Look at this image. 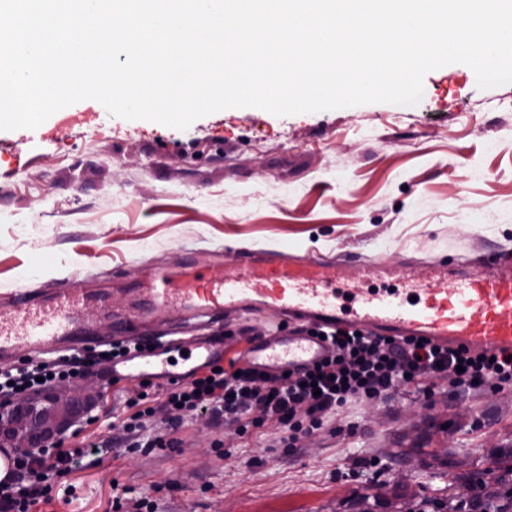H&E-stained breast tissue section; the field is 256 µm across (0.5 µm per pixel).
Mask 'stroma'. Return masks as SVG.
Listing matches in <instances>:
<instances>
[{
  "label": "stroma",
  "instance_id": "obj_1",
  "mask_svg": "<svg viewBox=\"0 0 512 512\" xmlns=\"http://www.w3.org/2000/svg\"><path fill=\"white\" fill-rule=\"evenodd\" d=\"M414 106L365 104L278 117L228 108L177 130L115 118L86 99L39 127L0 131V295L91 277L127 295L152 260L181 271L188 250L254 246L358 261L488 260L512 254V83L479 88L454 63L428 72ZM274 311L224 321V360L276 329ZM97 420L64 450L100 444L95 464L52 482L32 512H401L405 502L487 469L512 448V387L462 393L428 380L371 407L340 410L298 447L274 425L241 434L207 416L185 418L172 448L125 447L127 399L146 393L155 432H169L166 386L112 378ZM376 467H364L366 459Z\"/></svg>",
  "mask_w": 512,
  "mask_h": 512
}]
</instances>
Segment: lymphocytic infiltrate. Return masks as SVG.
Here are the masks:
<instances>
[{
	"label": "lymphocytic infiltrate",
	"instance_id": "f902f5d3",
	"mask_svg": "<svg viewBox=\"0 0 512 512\" xmlns=\"http://www.w3.org/2000/svg\"><path fill=\"white\" fill-rule=\"evenodd\" d=\"M329 339L331 354L298 373L272 374L244 367L236 375L211 371L189 383L171 385L164 401L170 425L178 426L184 418L199 414L209 416L218 426L236 424L245 433L270 423L280 427L285 441L293 445L301 436L321 429L336 410L387 401L402 390L420 393L429 379L451 380L461 392L512 385V361L502 355L353 331L334 332ZM125 351L123 345L109 344L101 350L30 361L0 371V395L76 377L102 358ZM128 405L133 409L123 424L128 447H168V440L150 428L154 410L146 406L144 397L129 399ZM72 461V456L61 452L15 459L7 480L0 481V512H32L36 503L46 500L51 479L68 471Z\"/></svg>",
	"mask_w": 512,
	"mask_h": 512
}]
</instances>
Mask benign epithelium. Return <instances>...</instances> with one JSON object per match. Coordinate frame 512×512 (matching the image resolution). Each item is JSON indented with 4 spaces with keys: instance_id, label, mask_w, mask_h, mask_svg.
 I'll use <instances>...</instances> for the list:
<instances>
[{
    "instance_id": "obj_1",
    "label": "benign epithelium",
    "mask_w": 512,
    "mask_h": 512,
    "mask_svg": "<svg viewBox=\"0 0 512 512\" xmlns=\"http://www.w3.org/2000/svg\"><path fill=\"white\" fill-rule=\"evenodd\" d=\"M101 384L84 374L64 387L22 392L0 404V447L28 458L59 449L66 433L89 412Z\"/></svg>"
}]
</instances>
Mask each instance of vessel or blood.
<instances>
[{
	"label": "vessel or blood",
	"instance_id": "1",
	"mask_svg": "<svg viewBox=\"0 0 512 512\" xmlns=\"http://www.w3.org/2000/svg\"><path fill=\"white\" fill-rule=\"evenodd\" d=\"M233 259L228 270L221 253L190 254L181 279L150 265L131 309L114 315L112 341L136 344L138 350L113 362V376L183 383L188 374L223 360V318L257 309L275 311L288 324L254 339L246 363L257 370L299 369L322 358L330 344L309 335L312 327L415 336L476 353L512 352L511 262L474 272L465 260L432 261L422 277L412 261L370 262L360 283L350 284L335 258L305 260L244 247L234 250ZM89 305L108 309L112 299L86 277H70L64 288L12 289L0 303V361L24 351L79 349L86 342L79 327ZM172 310L186 317L192 336L164 328Z\"/></svg>",
	"mask_w": 512,
	"mask_h": 512
}]
</instances>
